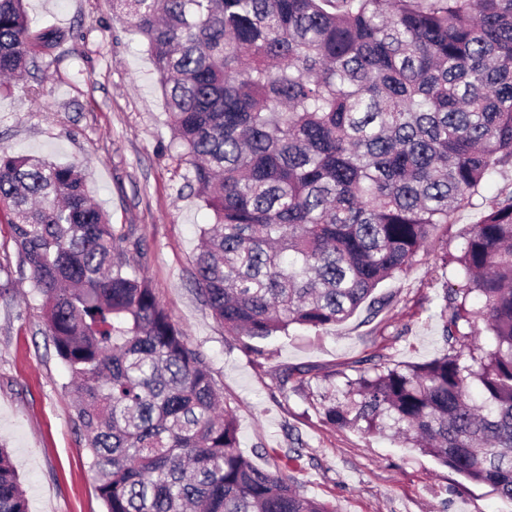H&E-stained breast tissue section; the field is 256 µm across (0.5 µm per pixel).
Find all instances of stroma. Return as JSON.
Here are the masks:
<instances>
[{
    "mask_svg": "<svg viewBox=\"0 0 512 512\" xmlns=\"http://www.w3.org/2000/svg\"><path fill=\"white\" fill-rule=\"evenodd\" d=\"M26 10L32 34L53 27L66 38L52 56L38 58L30 82H0V148L78 166L116 234L140 241L130 261L201 352L238 423L240 451L336 512H512V500L405 447L391 429L335 426L324 416L364 370L443 354L441 288L432 275L444 254H460L481 212L512 184V167L491 173L472 206L442 225L407 271L377 288L390 300L377 317L362 311L319 332L293 327L263 340L265 353L256 357L225 334L195 291L192 260L214 214L186 185L145 41L114 18L112 0H26ZM31 85L39 101L31 100ZM4 281L15 293L0 297V445L11 454L29 512H105L70 374L11 229L0 223ZM285 370L296 388L284 396ZM294 449L300 459L282 464L283 452Z\"/></svg>",
    "mask_w": 512,
    "mask_h": 512,
    "instance_id": "1",
    "label": "stroma"
}]
</instances>
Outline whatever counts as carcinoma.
<instances>
[{
  "label": "carcinoma",
  "instance_id": "1",
  "mask_svg": "<svg viewBox=\"0 0 512 512\" xmlns=\"http://www.w3.org/2000/svg\"><path fill=\"white\" fill-rule=\"evenodd\" d=\"M144 38L187 186L211 209L197 293L254 344L323 331L411 265L491 171L512 165V0H112ZM61 34L32 37L0 0V77L22 80ZM77 384L106 512H333L238 451L201 354L129 263L85 174L0 149V211ZM466 284L454 288L448 266ZM442 356L348 382L325 409L380 429L512 499V189L440 266ZM480 301L474 308L472 300ZM481 318L496 345L475 342ZM481 401L471 396L472 385ZM0 512H28L0 448Z\"/></svg>",
  "mask_w": 512,
  "mask_h": 512
}]
</instances>
